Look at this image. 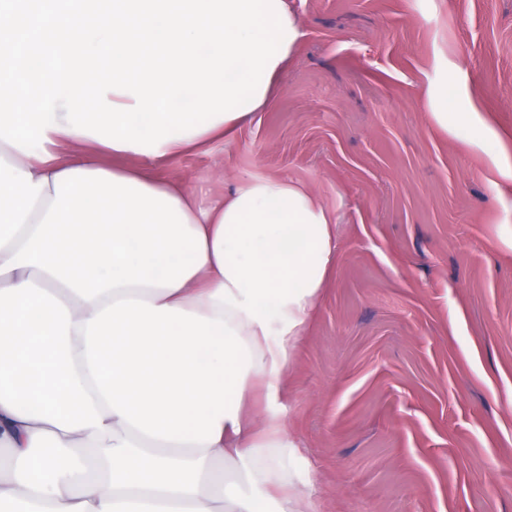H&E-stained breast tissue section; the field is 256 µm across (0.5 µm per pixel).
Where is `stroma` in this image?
<instances>
[{
	"label": "stroma",
	"mask_w": 512,
	"mask_h": 512,
	"mask_svg": "<svg viewBox=\"0 0 512 512\" xmlns=\"http://www.w3.org/2000/svg\"><path fill=\"white\" fill-rule=\"evenodd\" d=\"M302 36L270 103L211 155L216 190L303 182L336 262L282 377L318 512H512V186L493 192L477 108L512 150V0H288Z\"/></svg>",
	"instance_id": "stroma-1"
}]
</instances>
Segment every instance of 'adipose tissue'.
<instances>
[{
    "mask_svg": "<svg viewBox=\"0 0 512 512\" xmlns=\"http://www.w3.org/2000/svg\"><path fill=\"white\" fill-rule=\"evenodd\" d=\"M254 112L134 151L47 130L0 140V506L26 512H298L280 381L336 259L337 219L304 185L215 192L159 161L207 155ZM475 132L512 183V152ZM62 144L77 145L60 154Z\"/></svg>",
    "mask_w": 512,
    "mask_h": 512,
    "instance_id": "adipose-tissue-1",
    "label": "adipose tissue"
}]
</instances>
